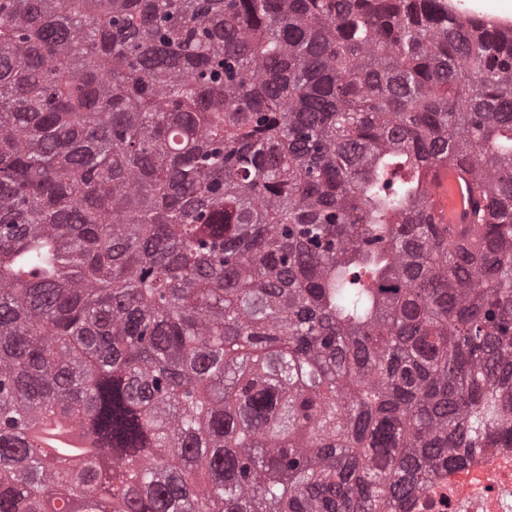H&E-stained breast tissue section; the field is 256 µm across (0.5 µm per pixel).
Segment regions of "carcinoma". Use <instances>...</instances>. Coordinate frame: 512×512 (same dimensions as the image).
Instances as JSON below:
<instances>
[{
	"instance_id": "obj_1",
	"label": "carcinoma",
	"mask_w": 512,
	"mask_h": 512,
	"mask_svg": "<svg viewBox=\"0 0 512 512\" xmlns=\"http://www.w3.org/2000/svg\"><path fill=\"white\" fill-rule=\"evenodd\" d=\"M86 418L103 447L40 446ZM486 448L512 30L448 0H0V512H400ZM430 209L436 224L448 227L455 235L466 227L463 220L464 202L458 182V172L450 169L448 164L433 170L427 184Z\"/></svg>"
}]
</instances>
